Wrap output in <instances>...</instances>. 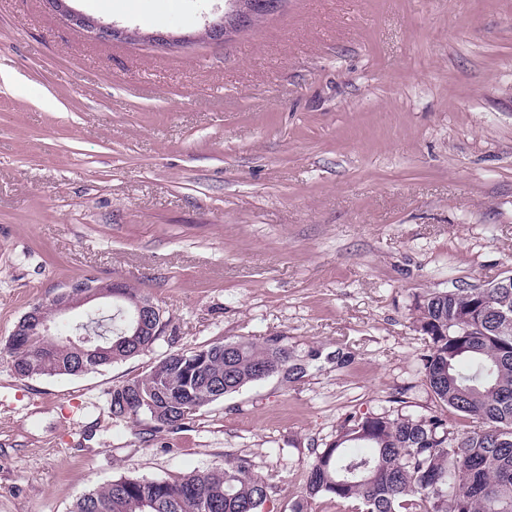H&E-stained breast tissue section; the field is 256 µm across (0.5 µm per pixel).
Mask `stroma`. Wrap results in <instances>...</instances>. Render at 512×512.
<instances>
[{
	"mask_svg": "<svg viewBox=\"0 0 512 512\" xmlns=\"http://www.w3.org/2000/svg\"><path fill=\"white\" fill-rule=\"evenodd\" d=\"M155 2L71 0L141 35L112 43L0 0V512L228 455L269 478L263 512H349L306 501L314 451L348 415L430 407L415 298L512 274V0H284L220 44L200 33L224 0ZM86 275L149 292L163 337L18 378V321ZM237 337L306 374L174 430L113 420V386Z\"/></svg>",
	"mask_w": 512,
	"mask_h": 512,
	"instance_id": "35a3bbf8",
	"label": "stroma"
}]
</instances>
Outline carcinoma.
<instances>
[{
  "mask_svg": "<svg viewBox=\"0 0 512 512\" xmlns=\"http://www.w3.org/2000/svg\"><path fill=\"white\" fill-rule=\"evenodd\" d=\"M122 294L88 318L112 328V356L99 360L58 348L38 327L47 308L33 306L9 340L15 375L77 376L84 364L95 372L149 350L166 323L128 336L125 312L152 297L128 283ZM412 320L428 340L421 362L433 406L348 416L334 439L314 451L307 498L352 502L355 512H512V288L420 295ZM287 354L276 339L258 346L243 337L168 354L163 372L112 388V417L155 432L178 427L200 408L275 376ZM131 384L153 392L160 419L127 399ZM176 392L187 394L181 406L165 400ZM449 411L468 419V429L450 426ZM351 445L368 453L352 455ZM270 489L254 460L234 456L221 467L172 478L121 477L81 495L72 512H260Z\"/></svg>",
  "mask_w": 512,
  "mask_h": 512,
  "instance_id": "obj_1",
  "label": "carcinoma"
}]
</instances>
